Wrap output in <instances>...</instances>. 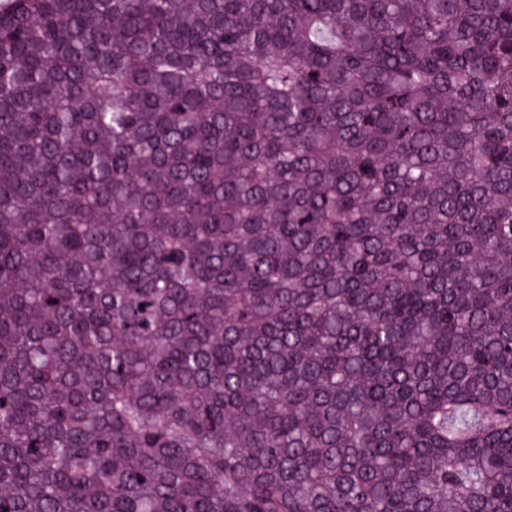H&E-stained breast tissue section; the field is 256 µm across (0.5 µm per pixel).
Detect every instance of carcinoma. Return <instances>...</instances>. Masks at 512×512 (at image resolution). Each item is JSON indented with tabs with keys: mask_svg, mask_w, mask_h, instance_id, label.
Masks as SVG:
<instances>
[{
	"mask_svg": "<svg viewBox=\"0 0 512 512\" xmlns=\"http://www.w3.org/2000/svg\"><path fill=\"white\" fill-rule=\"evenodd\" d=\"M0 512H512V0L0 7Z\"/></svg>",
	"mask_w": 512,
	"mask_h": 512,
	"instance_id": "carcinoma-1",
	"label": "carcinoma"
}]
</instances>
